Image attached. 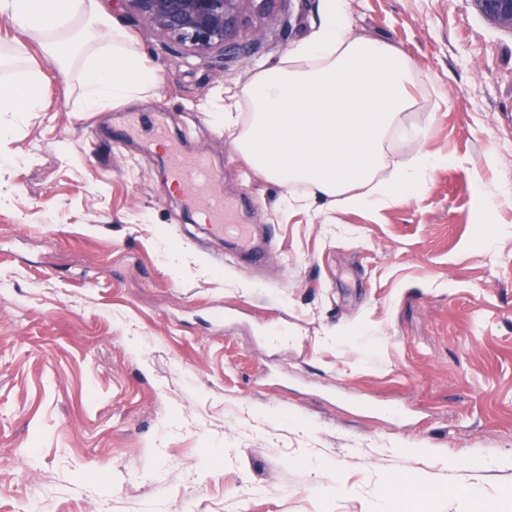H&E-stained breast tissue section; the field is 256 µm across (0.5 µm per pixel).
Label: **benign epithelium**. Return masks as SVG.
I'll list each match as a JSON object with an SVG mask.
<instances>
[{
  "label": "benign epithelium",
  "instance_id": "7a95c632",
  "mask_svg": "<svg viewBox=\"0 0 512 512\" xmlns=\"http://www.w3.org/2000/svg\"><path fill=\"white\" fill-rule=\"evenodd\" d=\"M180 48V57H236L244 50L241 28L248 13L265 14L293 0H120ZM492 24L512 31V0H472Z\"/></svg>",
  "mask_w": 512,
  "mask_h": 512
}]
</instances>
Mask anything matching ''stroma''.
I'll return each instance as SVG.
<instances>
[{
    "label": "stroma",
    "mask_w": 512,
    "mask_h": 512,
    "mask_svg": "<svg viewBox=\"0 0 512 512\" xmlns=\"http://www.w3.org/2000/svg\"><path fill=\"white\" fill-rule=\"evenodd\" d=\"M99 4L158 76L100 112L0 16L44 97L0 114V512H512V31L471 0H348L351 36L415 69L388 165H435L413 197L317 210L240 156L221 92L324 0L250 17V57L186 62ZM152 112L269 262L204 233L160 142H114Z\"/></svg>",
    "instance_id": "stroma-1"
}]
</instances>
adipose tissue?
<instances>
[{
  "label": "adipose tissue",
  "mask_w": 512,
  "mask_h": 512,
  "mask_svg": "<svg viewBox=\"0 0 512 512\" xmlns=\"http://www.w3.org/2000/svg\"><path fill=\"white\" fill-rule=\"evenodd\" d=\"M0 15L37 40L46 55L77 68L83 110L143 98L157 77L132 36L100 11L98 0H0ZM410 60L380 41L349 35L346 0H325V20L241 92L250 120L236 139L251 167L280 185L303 182L340 208L417 194L433 159L416 151L389 177L386 144L413 104ZM38 71L0 81V113L38 112Z\"/></svg>",
  "instance_id": "ef3b65f1"
}]
</instances>
